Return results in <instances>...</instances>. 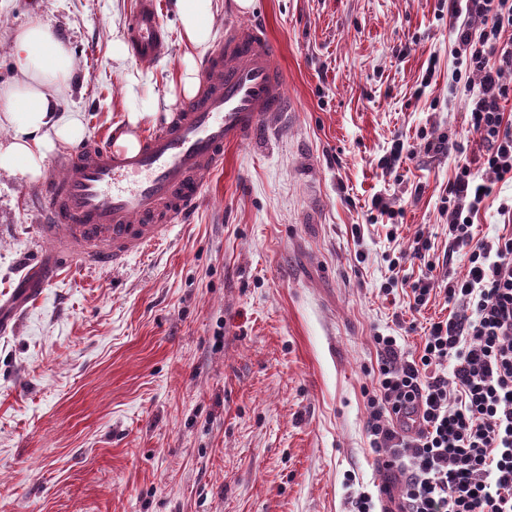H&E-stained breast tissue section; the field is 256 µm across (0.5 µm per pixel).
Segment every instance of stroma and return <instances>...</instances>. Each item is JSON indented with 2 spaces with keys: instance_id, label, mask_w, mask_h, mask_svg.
<instances>
[{
  "instance_id": "obj_1",
  "label": "stroma",
  "mask_w": 512,
  "mask_h": 512,
  "mask_svg": "<svg viewBox=\"0 0 512 512\" xmlns=\"http://www.w3.org/2000/svg\"><path fill=\"white\" fill-rule=\"evenodd\" d=\"M168 56L113 61L135 0H0V88L13 41L50 24L72 51L63 101L82 142L160 99L186 53L173 0H158ZM278 48L289 109L224 151L190 223L114 269L72 264L0 329V512H350L373 485L403 487L364 430L374 335L418 349L443 295L414 313L411 282L462 274L441 196L461 157L480 178L478 134L454 88L448 0H215L216 40L243 21ZM138 94L126 96L129 76ZM454 134L461 153L427 139ZM409 158L380 166L394 140ZM32 185L0 173V304L46 253ZM397 209L389 240L373 197ZM501 181L474 220L512 232ZM430 241L434 270L389 260Z\"/></svg>"
}]
</instances>
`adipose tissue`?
<instances>
[{
	"mask_svg": "<svg viewBox=\"0 0 512 512\" xmlns=\"http://www.w3.org/2000/svg\"><path fill=\"white\" fill-rule=\"evenodd\" d=\"M180 36L193 48H206L213 39L214 0H175ZM14 50L23 77L0 89V126L9 135L0 142V172L16 181L38 180L48 153L57 144L73 143L82 133L77 116L58 113V96L73 72L68 47L50 26L34 24L20 30Z\"/></svg>",
	"mask_w": 512,
	"mask_h": 512,
	"instance_id": "adipose-tissue-1",
	"label": "adipose tissue"
}]
</instances>
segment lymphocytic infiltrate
Instances as JSON below:
<instances>
[{
  "label": "lymphocytic infiltrate",
  "mask_w": 512,
  "mask_h": 512,
  "mask_svg": "<svg viewBox=\"0 0 512 512\" xmlns=\"http://www.w3.org/2000/svg\"><path fill=\"white\" fill-rule=\"evenodd\" d=\"M454 83L479 134L494 181L512 180V0H452ZM494 182L459 163L441 198L448 246L467 271L411 286L409 307L443 293L453 314L430 322L419 353L397 337L375 335L377 377L365 389L368 446L382 468L405 479L359 494L352 512H512V234L477 237L473 218Z\"/></svg>",
  "instance_id": "1"
}]
</instances>
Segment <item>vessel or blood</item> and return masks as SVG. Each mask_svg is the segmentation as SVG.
I'll return each instance as SVG.
<instances>
[{
	"label": "vessel or blood",
	"mask_w": 512,
	"mask_h": 512,
	"mask_svg": "<svg viewBox=\"0 0 512 512\" xmlns=\"http://www.w3.org/2000/svg\"><path fill=\"white\" fill-rule=\"evenodd\" d=\"M132 45L145 63L168 53L156 0H136ZM286 107L269 35L256 24L238 25L204 57L199 93L171 121L140 136L137 149L107 136L58 156L38 188L52 258L39 266L38 281L21 280L0 306V325L36 295L37 284L56 278L58 261L118 267L166 240L196 211L205 177L224 165L225 148L246 141Z\"/></svg>",
	"instance_id": "obj_1"
}]
</instances>
